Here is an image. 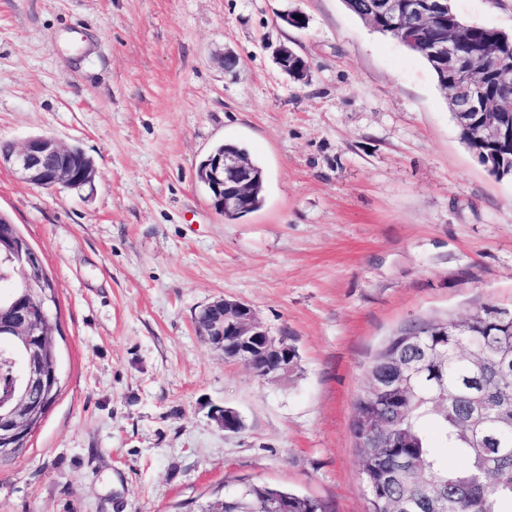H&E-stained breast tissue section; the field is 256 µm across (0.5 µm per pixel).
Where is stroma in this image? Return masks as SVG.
Instances as JSON below:
<instances>
[{
  "label": "stroma",
  "mask_w": 512,
  "mask_h": 512,
  "mask_svg": "<svg viewBox=\"0 0 512 512\" xmlns=\"http://www.w3.org/2000/svg\"><path fill=\"white\" fill-rule=\"evenodd\" d=\"M452 5L512 32V0ZM39 135L96 176L49 190L0 167V211L55 285L61 378L0 464V512H189L242 479L365 512L351 422L375 352L415 321L512 309V177L461 140L427 62L343 0H0V141ZM225 142L265 172L234 220L197 176ZM222 297L287 337L288 374L197 334Z\"/></svg>",
  "instance_id": "obj_1"
}]
</instances>
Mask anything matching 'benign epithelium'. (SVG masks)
Here are the masks:
<instances>
[{
    "label": "benign epithelium",
    "mask_w": 512,
    "mask_h": 512,
    "mask_svg": "<svg viewBox=\"0 0 512 512\" xmlns=\"http://www.w3.org/2000/svg\"><path fill=\"white\" fill-rule=\"evenodd\" d=\"M370 23H386L394 28L402 16L410 14L418 20L419 28L429 34V55L452 65L447 80L452 84L448 98L453 112L463 121L473 113L479 114L475 128L484 139L496 146H512V122L501 119L500 111H512V57L489 45L465 54L454 28L443 36L434 34L432 18H446L448 0H370ZM493 80L501 99L492 104L485 97L484 85ZM71 147L51 136L27 139L20 145L6 143L0 147V166L8 165L23 181L44 189H80L93 183L96 170L93 161L72 160ZM207 188L214 209L221 215L240 216L251 208L250 195L254 180L249 159L234 151L221 150L207 156L198 171ZM11 258L15 269L29 278L38 274L32 256L36 250L28 243H12ZM53 317L47 306L27 294L21 295L4 309L0 307V335L8 339L9 361L19 363L20 388L16 395L0 404V449L7 450L17 441L25 440L50 407V393L59 380V368L48 363L52 348L49 332ZM197 333L221 353L231 350V360L255 368L258 360L274 375L290 370L295 353L283 338H277L264 328L253 308L238 300L215 299L195 315ZM387 374L370 382L375 395L390 393L397 381ZM218 426L231 433L242 429L238 412L221 407L213 412Z\"/></svg>",
    "instance_id": "1"
}]
</instances>
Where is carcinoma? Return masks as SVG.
<instances>
[{"mask_svg":"<svg viewBox=\"0 0 512 512\" xmlns=\"http://www.w3.org/2000/svg\"><path fill=\"white\" fill-rule=\"evenodd\" d=\"M494 36V29L474 26L462 40L489 44ZM391 37L420 54L448 91L410 20ZM459 132L473 152L491 149L475 132ZM471 319L462 336L448 317L411 323L373 356L371 369L400 361L407 383L387 400L362 393L355 402L359 476L368 490L380 486L368 497V512H512V377L502 378L512 371V311L485 307ZM376 405L384 425L367 428L363 419ZM395 406L402 408L399 420ZM428 422L458 451L460 466L440 464L423 430ZM276 497L288 498V512H327L316 499L263 482L254 483L249 501L255 512H270Z\"/></svg>","mask_w":512,"mask_h":512,"instance_id":"carcinoma-1","label":"carcinoma"}]
</instances>
